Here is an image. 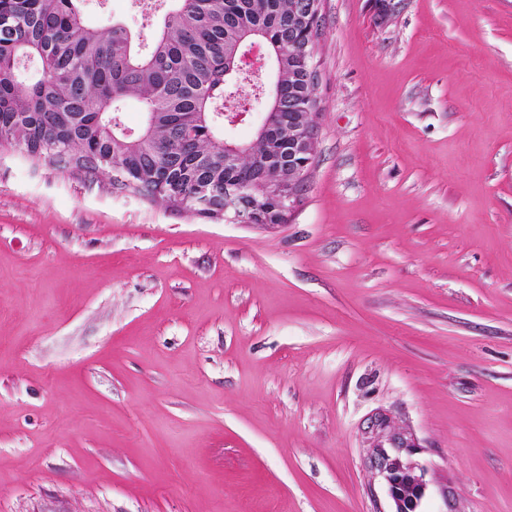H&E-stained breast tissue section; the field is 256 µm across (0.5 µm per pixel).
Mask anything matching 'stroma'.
I'll return each mask as SVG.
<instances>
[{
  "mask_svg": "<svg viewBox=\"0 0 512 512\" xmlns=\"http://www.w3.org/2000/svg\"><path fill=\"white\" fill-rule=\"evenodd\" d=\"M150 37L141 8L82 4ZM288 221L0 152V512H512V0H323ZM369 444L368 463L384 480L393 510L376 512H416L429 485L425 469L403 453H413L411 440L392 425L386 414L372 418L365 431Z\"/></svg>",
  "mask_w": 512,
  "mask_h": 512,
  "instance_id": "1",
  "label": "stroma"
}]
</instances>
